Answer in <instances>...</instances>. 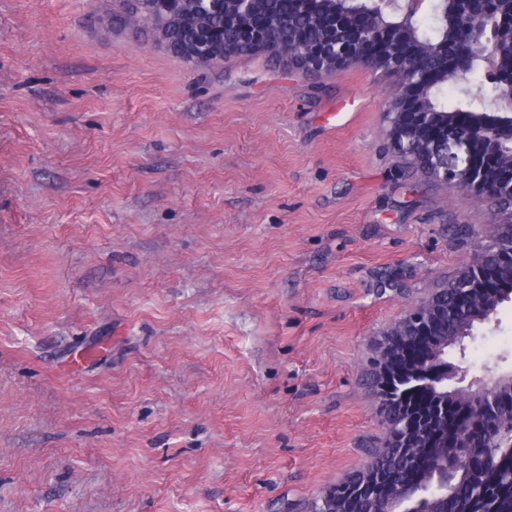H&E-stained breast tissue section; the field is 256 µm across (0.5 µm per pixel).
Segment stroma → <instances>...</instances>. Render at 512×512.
<instances>
[{
    "label": "stroma",
    "mask_w": 512,
    "mask_h": 512,
    "mask_svg": "<svg viewBox=\"0 0 512 512\" xmlns=\"http://www.w3.org/2000/svg\"><path fill=\"white\" fill-rule=\"evenodd\" d=\"M128 11L0 0V512H305L488 206L390 150L391 74L198 65ZM448 359L512 371V301Z\"/></svg>",
    "instance_id": "stroma-1"
}]
</instances>
